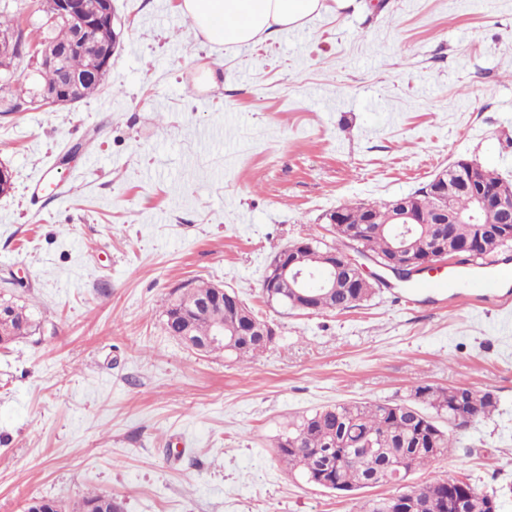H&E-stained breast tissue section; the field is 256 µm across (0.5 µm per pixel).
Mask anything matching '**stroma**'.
<instances>
[{
    "label": "stroma",
    "instance_id": "obj_1",
    "mask_svg": "<svg viewBox=\"0 0 512 512\" xmlns=\"http://www.w3.org/2000/svg\"><path fill=\"white\" fill-rule=\"evenodd\" d=\"M120 46L103 88L36 108V60L0 81V295L38 315L0 347V512H355L389 486L323 490L278 462L293 417L407 398L412 382L499 407L415 481L467 476L512 512V322L494 304L267 303L272 256L328 239L348 202L408 194L452 161L512 181V0H350L255 45L196 38L180 0H112ZM217 72L216 87L197 82ZM205 281L275 329L263 354L200 356L163 304ZM69 512H124V504L112 495L89 492L76 501Z\"/></svg>",
    "mask_w": 512,
    "mask_h": 512
}]
</instances>
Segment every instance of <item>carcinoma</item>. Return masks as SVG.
Wrapping results in <instances>:
<instances>
[{
	"instance_id": "carcinoma-1",
	"label": "carcinoma",
	"mask_w": 512,
	"mask_h": 512,
	"mask_svg": "<svg viewBox=\"0 0 512 512\" xmlns=\"http://www.w3.org/2000/svg\"><path fill=\"white\" fill-rule=\"evenodd\" d=\"M49 25L44 45L62 46L72 39V28L45 10ZM413 205L420 211H429L433 197L421 186L410 193ZM350 224L332 240L338 250L345 248L343 234L355 230L361 236L359 246L379 260L395 257L397 241L391 233L392 225L380 228L378 224L364 223L368 212H383L386 203L359 202L342 205ZM498 215L481 211L473 224L451 225L454 241L470 243L476 253L466 254L470 261H484L512 246L511 239L495 236ZM436 230L418 226L408 238L422 254L431 247ZM212 284L200 282L190 288H177L164 309V329L181 345L189 338H206L214 334L219 324L243 328L256 315L243 307L239 310L220 300L208 309L199 307V301L208 296ZM374 294V288L362 287L353 276L347 288L320 291L316 311H346L357 307ZM38 328L34 313L13 297L0 296V346L29 336ZM224 353L243 361L260 356L267 346L258 347L250 336L225 337ZM498 398L490 391L480 392L470 387H438L421 379L414 382L409 398L399 402L341 403L324 407L300 417L288 425L275 443L276 456L290 472H297L308 483L330 491L352 493L389 483L392 464L399 458L409 460L407 473L401 476L405 484L399 487V496L390 495L367 500L358 512H458V505L468 512H490L491 503L498 502L495 493H487L469 481L457 478L407 484L409 475L431 462L448 455L457 447L449 430L465 429L476 420L490 416L497 408ZM365 448L377 449L374 462L356 461L341 464L339 460L353 456ZM69 512H124L121 500L110 495L89 492L76 501Z\"/></svg>"
}]
</instances>
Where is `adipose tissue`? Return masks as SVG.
Instances as JSON below:
<instances>
[{"label":"adipose tissue","instance_id":"adipose-tissue-1","mask_svg":"<svg viewBox=\"0 0 512 512\" xmlns=\"http://www.w3.org/2000/svg\"><path fill=\"white\" fill-rule=\"evenodd\" d=\"M332 2L341 8L347 0H181L180 9L205 42L241 46L302 26L311 15L327 11Z\"/></svg>","mask_w":512,"mask_h":512}]
</instances>
